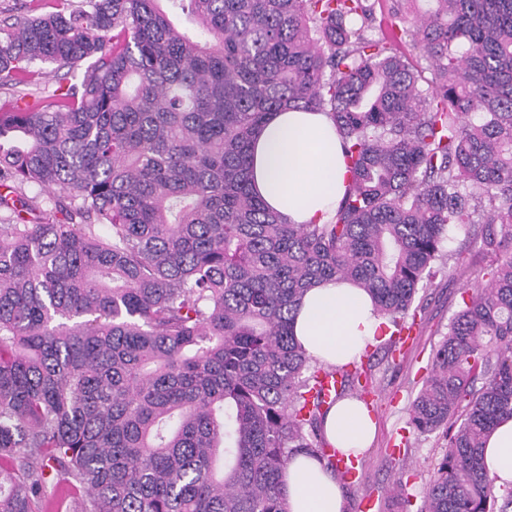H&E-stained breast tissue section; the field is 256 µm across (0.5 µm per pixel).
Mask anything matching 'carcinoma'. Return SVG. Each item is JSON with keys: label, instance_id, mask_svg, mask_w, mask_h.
Masks as SVG:
<instances>
[{"label": "carcinoma", "instance_id": "carcinoma-1", "mask_svg": "<svg viewBox=\"0 0 512 512\" xmlns=\"http://www.w3.org/2000/svg\"><path fill=\"white\" fill-rule=\"evenodd\" d=\"M55 2L0 28V81L82 70L0 105V512H44L52 479L71 512H288L289 458L337 468L323 418L362 376L296 341L304 293L353 281L402 329L453 224L494 260L455 257L475 287L410 408L445 440L418 512H512L482 457L512 417V0H392L423 69L372 0ZM287 108L343 144L322 224L249 183ZM391 5V0H379L376 4V17L377 21L375 23L374 28L372 29V35L376 38L387 37L393 41V45L400 52L405 54L411 62L417 64V61L421 66H425L424 61H421L418 57H416L415 53L412 51L408 41L405 40L400 41L399 39H395L393 30L390 25V18L388 17V11ZM381 25H380V21Z\"/></svg>", "mask_w": 512, "mask_h": 512}]
</instances>
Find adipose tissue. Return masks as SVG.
Returning <instances> with one entry per match:
<instances>
[{
  "instance_id": "adipose-tissue-1",
  "label": "adipose tissue",
  "mask_w": 512,
  "mask_h": 512,
  "mask_svg": "<svg viewBox=\"0 0 512 512\" xmlns=\"http://www.w3.org/2000/svg\"><path fill=\"white\" fill-rule=\"evenodd\" d=\"M252 184L266 204L292 224L323 222L346 189L347 168L333 121L322 112L272 113L254 139ZM294 334L313 360L343 365L359 360L385 332L362 288L330 280L311 288L293 319ZM326 440L342 454H362L377 423L359 401L342 399L326 413ZM485 473L494 488L512 484V418L501 422L485 444ZM288 512H343L345 500L332 470L299 454L284 474Z\"/></svg>"
}]
</instances>
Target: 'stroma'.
<instances>
[{
  "mask_svg": "<svg viewBox=\"0 0 512 512\" xmlns=\"http://www.w3.org/2000/svg\"><path fill=\"white\" fill-rule=\"evenodd\" d=\"M79 79V73L46 65L34 85H0V104L22 103L29 94H48ZM473 231L470 224L453 226L449 256L434 263L431 277L419 289L411 308L417 334L402 343L395 336H386L369 347L357 363L368 378V400L378 431L362 456V484L342 486L347 512H361L360 503L367 496L376 498L377 512H402V501L406 498L416 507L422 503L423 491L444 441L436 433L414 432L409 425V408L429 373L433 350L442 343L449 322L460 310L463 297L471 291V281L453 273V253L463 252L482 267L492 262L491 256L481 251Z\"/></svg>",
  "mask_w": 512,
  "mask_h": 512,
  "instance_id": "stroma-1",
  "label": "stroma"
}]
</instances>
